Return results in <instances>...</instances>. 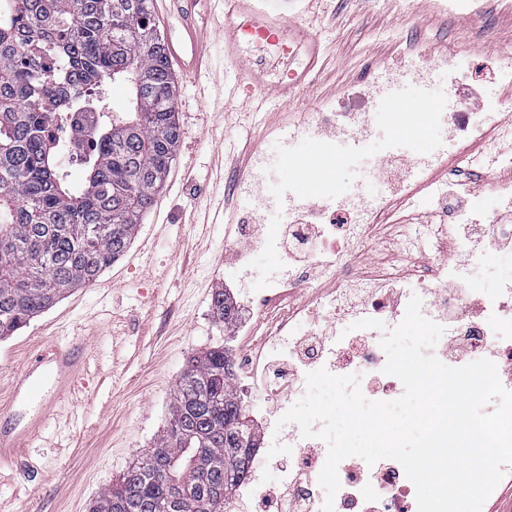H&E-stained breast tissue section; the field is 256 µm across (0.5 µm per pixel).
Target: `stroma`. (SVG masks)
I'll return each mask as SVG.
<instances>
[{"instance_id":"obj_1","label":"stroma","mask_w":512,"mask_h":512,"mask_svg":"<svg viewBox=\"0 0 512 512\" xmlns=\"http://www.w3.org/2000/svg\"><path fill=\"white\" fill-rule=\"evenodd\" d=\"M433 2L323 0L311 14L307 0H284L294 21H315L325 53L314 88L288 105L272 103L265 117L206 108L203 88L238 75L220 47H213L212 65L199 75L175 70L180 126L175 159L128 252L97 283L73 289L12 336L0 339V379L18 369L31 348L68 339L87 340L102 367L100 376L78 386L68 402L79 415L76 427L64 438L24 450L32 471L0 468V512H89L167 425L173 386L189 356L223 342L234 350L260 344L257 335H225L211 310L215 289L239 277L224 258L225 240L236 238L242 224H258L271 233L280 219L276 213L240 211L233 190L240 167L256 155L267 156V193L276 197L290 186L307 205L318 207L323 203L321 187L332 186L343 194L359 183L376 189L393 183L414 155L430 152L443 138L430 118V104L421 102L413 84L406 87L399 111L373 115L378 133L363 147L374 165L373 176H362L357 159L327 155L328 128L319 137L295 142L296 163L280 167L285 130L318 106L338 103L345 88L368 86L383 72L413 61L426 64L448 53L469 62L481 92L512 102V86L501 84L486 66L488 58L512 51V0H480L478 16L455 18L435 10ZM511 149L512 141H499L496 170L476 177L486 219H496L502 210L496 187L512 180L507 160ZM215 192L224 196L225 222L196 223ZM399 208L408 224L381 227L360 259L350 263L352 272L370 271L384 251L383 236L406 237L412 219L430 220L435 202L422 191Z\"/></svg>"}]
</instances>
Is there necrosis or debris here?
<instances>
[{
    "label": "necrosis or debris",
    "instance_id": "1",
    "mask_svg": "<svg viewBox=\"0 0 512 512\" xmlns=\"http://www.w3.org/2000/svg\"><path fill=\"white\" fill-rule=\"evenodd\" d=\"M448 74V98L453 110L437 115L447 131L451 152L442 157L418 155L410 163L395 186L405 195L428 189L438 198V223L422 225L417 237L403 241L399 252L387 254L372 273L360 279L338 278L339 265L360 255L367 233L377 224L393 217L392 204L380 196L366 201L355 194H336L323 188L324 205L315 210L310 222L300 221L296 213L304 209V198L289 192L288 203L282 206L283 222L278 232L281 268L278 280L257 284L241 281L243 311L234 332L249 335L254 319L267 315L268 328L263 348L235 356L236 379L246 392L241 404L250 421L282 417L290 407L288 394H304L309 372L324 368L335 375H354L363 381V395L373 401L399 398L404 387L395 376L385 374L387 357L380 345L381 335L375 329H362L353 336L335 332L338 323L362 317L374 318L397 326L398 307L411 296L422 300V313L441 325L444 333L433 353L447 360L448 348L455 341L466 340L470 346L469 361L482 358L500 362L512 359V283H504L497 296L475 295L467 286L471 266L493 259L485 244L487 226L477 211L457 207L458 196L471 193L470 180L460 178L454 163L466 147L468 139L491 137L503 124L499 103L486 101L481 108L483 118L471 119L468 102L477 97V90L468 80L465 67L455 56L440 59L436 64L416 69L419 80H428L434 70ZM392 70L380 81L366 88H348L342 95L343 111L320 109L310 113L300 127L310 135L316 126H332L336 136H363L371 131L372 111L382 92L384 82L401 78ZM447 169L446 187H436L433 174ZM429 239L436 250H443L447 239H454L464 258L459 262L442 259L428 266L401 273L398 263L402 253L415 248L418 239ZM307 261L315 277L336 279L337 285L327 292L312 295L302 305L289 301L291 286L297 285L298 264ZM324 312L327 325L314 334L313 340H298L281 349L283 336L294 322L310 312ZM280 447L288 451L287 459H274V466L285 465L296 470L310 465L322 470L328 453L327 444L319 439H305L297 425H285L277 436ZM340 489L334 500V512H418L416 488L397 461L377 467L341 461L338 465Z\"/></svg>",
    "mask_w": 512,
    "mask_h": 512
}]
</instances>
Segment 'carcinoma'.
<instances>
[{"mask_svg":"<svg viewBox=\"0 0 512 512\" xmlns=\"http://www.w3.org/2000/svg\"><path fill=\"white\" fill-rule=\"evenodd\" d=\"M151 0H0V338L123 256L174 160V77ZM129 88L110 112L105 87ZM86 128L81 181L55 113ZM214 318H236L215 289ZM224 345L193 354L152 448L90 512H224L259 445Z\"/></svg>","mask_w":512,"mask_h":512,"instance_id":"obj_1","label":"carcinoma"}]
</instances>
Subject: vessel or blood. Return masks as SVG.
<instances>
[{"label": "vessel or blood", "instance_id": "b4317fda", "mask_svg": "<svg viewBox=\"0 0 512 512\" xmlns=\"http://www.w3.org/2000/svg\"><path fill=\"white\" fill-rule=\"evenodd\" d=\"M168 2L181 19L179 38L167 43L169 59L183 70L201 71L207 60L202 32L190 19L195 0ZM212 3L220 8L216 21L220 42L228 56L244 57L243 35L247 32L264 38L286 36L305 47L301 70L289 71L287 81L267 80V69L262 65L256 72L243 75L242 81L252 96L263 101L274 92L288 98L312 85L319 41L309 28L287 22L281 14L255 7L253 0H212ZM94 366L83 341H57L30 349L19 370L11 376L7 400L0 406L1 465H22L21 448L42 441L50 427H64L59 410L76 384L93 375Z\"/></svg>", "mask_w": 512, "mask_h": 512}]
</instances>
